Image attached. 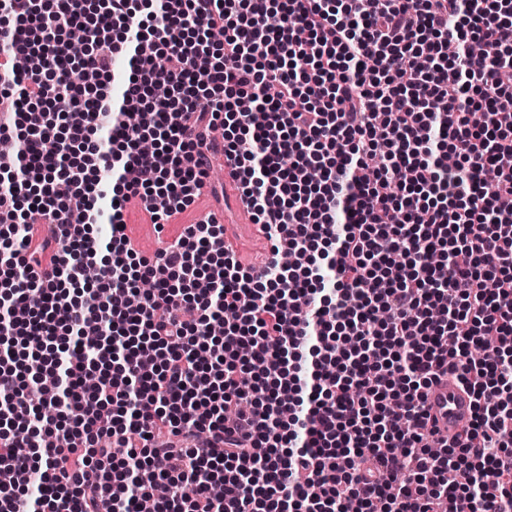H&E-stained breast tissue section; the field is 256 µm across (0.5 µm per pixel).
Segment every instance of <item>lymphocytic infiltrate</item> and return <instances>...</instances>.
<instances>
[{
  "label": "lymphocytic infiltrate",
  "instance_id": "f902f5d3",
  "mask_svg": "<svg viewBox=\"0 0 512 512\" xmlns=\"http://www.w3.org/2000/svg\"><path fill=\"white\" fill-rule=\"evenodd\" d=\"M20 44L51 66L0 85V138L28 131L0 158V512H512V0H0V54ZM192 125L239 172L261 269L198 265L210 222L156 262L124 232L130 201L155 225L194 203ZM30 212L59 225L48 277ZM444 373L474 415L436 450Z\"/></svg>",
  "mask_w": 512,
  "mask_h": 512
}]
</instances>
